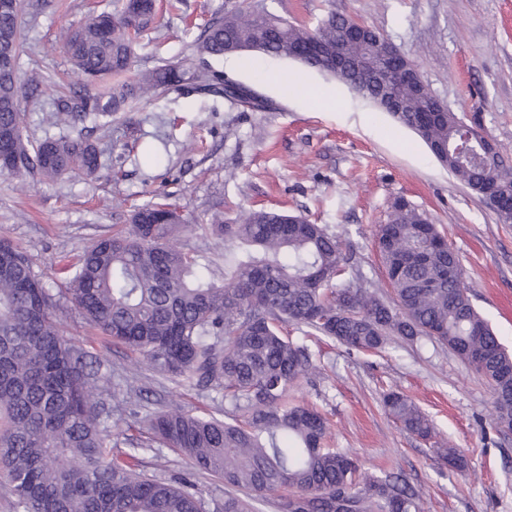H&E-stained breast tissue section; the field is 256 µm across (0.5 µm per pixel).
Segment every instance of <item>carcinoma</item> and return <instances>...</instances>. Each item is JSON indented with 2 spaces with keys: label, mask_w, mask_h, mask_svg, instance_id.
Returning <instances> with one entry per match:
<instances>
[{
  "label": "carcinoma",
  "mask_w": 512,
  "mask_h": 512,
  "mask_svg": "<svg viewBox=\"0 0 512 512\" xmlns=\"http://www.w3.org/2000/svg\"><path fill=\"white\" fill-rule=\"evenodd\" d=\"M24 0H0V57L18 62ZM156 0H121L61 35L63 52L87 86L53 113L67 128L126 111L136 100L200 82L224 92V73H187L182 64L131 72L134 36L156 20ZM201 60L245 52L290 59L325 73L378 109L397 100L395 120L441 154L439 163L469 188L489 185L512 197V165L503 151L483 161L482 123L444 110L433 95L416 96L387 79V39L369 28L346 35V18L331 14L303 28L239 0L215 17L193 44ZM371 60L379 76L365 82L338 74L336 55ZM112 77L111 92L90 85ZM43 82L15 71L0 77V173H36L55 181L95 175L101 152L83 133L33 143L24 104ZM183 216L168 197L138 206L128 228L103 236L70 265L67 295L89 324L129 347L150 368L224 390L231 421L183 411L149 418L165 444L198 473L224 478L217 512H253L252 502L276 489L278 512H420L419 491L401 474L367 475L359 459L328 446L327 419L315 407L288 401V390L309 378L307 345L283 335L295 325L306 336H325L350 350L382 349L391 336L428 337L448 346L490 384L496 424L512 431V353L466 294L463 271L445 237L409 201L399 198L376 239L396 302L345 280L349 258L336 236L284 210L254 209L243 221L216 218L209 234L224 242V274L177 242ZM60 309L26 255L0 239V469L25 512H203L193 485L147 474L128 438V452L100 428V379L87 351L64 339ZM382 404L410 433L428 440L434 426L405 395L389 390ZM435 462L461 470L464 456L440 448Z\"/></svg>",
  "instance_id": "obj_1"
}]
</instances>
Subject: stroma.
Wrapping results in <instances>:
<instances>
[{
	"label": "stroma",
	"mask_w": 512,
	"mask_h": 512,
	"mask_svg": "<svg viewBox=\"0 0 512 512\" xmlns=\"http://www.w3.org/2000/svg\"><path fill=\"white\" fill-rule=\"evenodd\" d=\"M21 72L46 77L25 108L31 140L57 137L48 116L84 84L58 46L62 28L113 0H26ZM270 13L315 27L328 14L372 27L414 63L450 111L478 118L496 143L512 147V0H259ZM233 0H160L154 27L137 39L134 69L180 62L197 69L192 44ZM213 69L254 89L267 106L240 107L184 86L133 102L91 129L103 152L94 178L55 182L0 175V238L16 244L52 294L65 266L98 237L128 227L133 208L167 192L187 226L180 243L224 265V244L204 233L214 213L241 220L253 209L308 215L340 237L348 274L386 301L395 298L375 243L395 199L426 214L458 255L467 294L512 351V224L500 223L482 197L442 167L425 143L334 78L255 53L212 61ZM61 329L89 353L117 397H105L101 424L111 434L146 436L147 416L183 410L224 416V393L194 380L135 368L124 345L95 334L72 303ZM314 368L289 392L329 420V443L357 455L364 470L402 473L421 495L422 512H512V432L495 424L487 382L448 347L393 336L382 352L348 351L324 337H304ZM407 395L432 421L434 435L410 434L380 404L382 390ZM457 448L463 470L438 468L434 449ZM148 473L192 481L207 512L224 500V482L198 475L158 441L140 453Z\"/></svg>",
	"instance_id": "1"
}]
</instances>
